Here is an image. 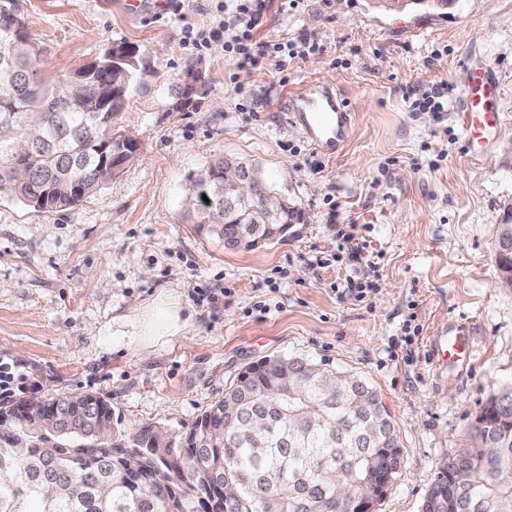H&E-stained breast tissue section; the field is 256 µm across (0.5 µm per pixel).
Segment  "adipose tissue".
<instances>
[{"mask_svg": "<svg viewBox=\"0 0 512 512\" xmlns=\"http://www.w3.org/2000/svg\"><path fill=\"white\" fill-rule=\"evenodd\" d=\"M124 324L131 343L138 345L170 341L180 337L185 329L180 306L161 296L126 316Z\"/></svg>", "mask_w": 512, "mask_h": 512, "instance_id": "adipose-tissue-1", "label": "adipose tissue"}]
</instances>
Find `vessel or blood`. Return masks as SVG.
Returning a JSON list of instances; mask_svg holds the SVG:
<instances>
[{"label":"vessel or blood","instance_id":"1","mask_svg":"<svg viewBox=\"0 0 512 512\" xmlns=\"http://www.w3.org/2000/svg\"><path fill=\"white\" fill-rule=\"evenodd\" d=\"M499 86L489 73H475L465 92L462 118L471 134L485 133L500 123V113L493 105ZM289 119L317 151L336 155L348 141L353 114L343 95L310 81L291 93L284 106ZM444 361H469L474 348L465 333L444 340Z\"/></svg>","mask_w":512,"mask_h":512}]
</instances>
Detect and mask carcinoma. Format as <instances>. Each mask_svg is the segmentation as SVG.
I'll list each match as a JSON object with an SVG mask.
<instances>
[{
  "label": "carcinoma",
  "mask_w": 512,
  "mask_h": 512,
  "mask_svg": "<svg viewBox=\"0 0 512 512\" xmlns=\"http://www.w3.org/2000/svg\"><path fill=\"white\" fill-rule=\"evenodd\" d=\"M0 18V195L45 212L76 205L115 176L108 155L131 161L120 110L99 111L92 77L73 95V72L37 79L30 36ZM27 158L15 157L17 146ZM198 233L253 249L303 218L295 206L243 219L224 199V160L193 182ZM472 443L448 458L422 512H512V386L476 416ZM402 463L391 417L361 380L302 359L265 357L244 368L182 432L131 425L90 392L37 401L0 392V512H359L377 503Z\"/></svg>",
  "instance_id": "cac0c4a2"
}]
</instances>
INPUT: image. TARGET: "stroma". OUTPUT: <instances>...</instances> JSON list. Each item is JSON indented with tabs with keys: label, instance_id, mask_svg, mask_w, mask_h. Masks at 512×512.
I'll use <instances>...</instances> for the list:
<instances>
[{
	"label": "stroma",
	"instance_id": "obj_1",
	"mask_svg": "<svg viewBox=\"0 0 512 512\" xmlns=\"http://www.w3.org/2000/svg\"><path fill=\"white\" fill-rule=\"evenodd\" d=\"M19 3L43 81L114 42L135 46L144 72L117 119L139 143L118 175L60 212L0 196V352L29 367L10 390L93 392L126 422L179 432L249 363L308 360L367 383L392 417L403 459L374 512H421L487 397L512 385V288L495 249L512 205V0H458L444 16L268 0L258 40L298 55L284 78L271 66L240 72V96L234 57L211 48L199 59L183 42L215 23L219 0H185L177 14L166 0ZM472 63L500 85V130L475 151L459 119ZM189 69L208 91L170 111ZM311 80L356 114L334 157L285 120L284 100ZM440 82L447 110H417L420 91ZM228 156L257 164L305 212L296 235L233 251L196 233L193 181ZM332 210L351 242L329 226ZM349 279L364 299L342 293ZM170 293L188 319L182 339L136 346L113 335V321ZM259 300L266 312L252 311ZM460 329L477 356L442 365L433 345Z\"/></svg>",
	"mask_w": 512,
	"mask_h": 512
}]
</instances>
